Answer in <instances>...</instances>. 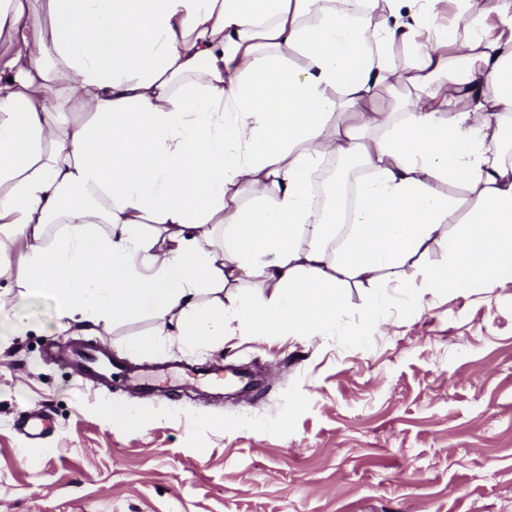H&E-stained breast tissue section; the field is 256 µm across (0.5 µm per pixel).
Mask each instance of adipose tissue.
Listing matches in <instances>:
<instances>
[{
    "label": "adipose tissue",
    "mask_w": 512,
    "mask_h": 512,
    "mask_svg": "<svg viewBox=\"0 0 512 512\" xmlns=\"http://www.w3.org/2000/svg\"><path fill=\"white\" fill-rule=\"evenodd\" d=\"M457 2L464 29L440 31V0H0L15 45L0 71V276L19 265L63 320L147 316L217 347L233 322L330 331L347 284L455 224L421 286L492 291L512 274V0ZM398 45L414 60L405 79ZM62 75L73 93L54 91ZM402 79L414 103L380 111L378 90ZM344 109L354 124L329 132ZM328 155L370 172L352 213L340 186L328 215L310 203Z\"/></svg>",
    "instance_id": "adipose-tissue-1"
}]
</instances>
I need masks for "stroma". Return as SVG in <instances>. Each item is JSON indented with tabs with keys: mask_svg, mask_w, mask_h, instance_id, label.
Listing matches in <instances>:
<instances>
[{
	"mask_svg": "<svg viewBox=\"0 0 512 512\" xmlns=\"http://www.w3.org/2000/svg\"><path fill=\"white\" fill-rule=\"evenodd\" d=\"M406 280L415 268L404 267ZM345 288L326 335L243 336L147 355L157 328L63 326L47 295L0 279V512H512V276L488 293ZM102 348L81 377L67 356ZM249 367V394L201 368ZM154 413L120 426L109 408ZM42 410L50 430L18 424Z\"/></svg>",
	"mask_w": 512,
	"mask_h": 512,
	"instance_id": "35a3bbf8",
	"label": "stroma"
}]
</instances>
